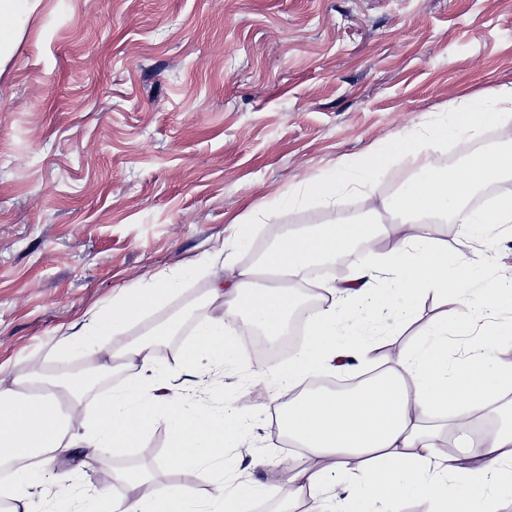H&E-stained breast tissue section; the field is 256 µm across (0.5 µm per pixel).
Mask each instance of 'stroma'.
Listing matches in <instances>:
<instances>
[{"label":"stroma","mask_w":512,"mask_h":512,"mask_svg":"<svg viewBox=\"0 0 512 512\" xmlns=\"http://www.w3.org/2000/svg\"><path fill=\"white\" fill-rule=\"evenodd\" d=\"M0 59V376L56 380L85 360L52 349L63 330L119 289L160 270L179 274L166 303L128 327L168 316H220L202 267L215 249L224 269L249 266L236 245L324 223L303 197L308 181L344 157L448 122L449 101L478 108L512 86V0H41L19 21ZM432 143L431 160L460 164L465 150L512 146V121ZM413 155L378 170L372 189L344 190L355 221L386 219L383 201L416 176ZM297 193L286 203L289 193ZM476 286L512 278V240L483 248ZM447 309L428 299L412 320L359 319L374 351L397 353ZM235 446L195 477L160 465L170 436L157 425L122 457L91 450L52 460L33 512H57L74 486L121 499L115 471L148 472V491L188 485L202 500L251 460L276 472L300 461L277 423L276 382L250 352L201 373L192 400L208 412L236 406Z\"/></svg>","instance_id":"stroma-1"}]
</instances>
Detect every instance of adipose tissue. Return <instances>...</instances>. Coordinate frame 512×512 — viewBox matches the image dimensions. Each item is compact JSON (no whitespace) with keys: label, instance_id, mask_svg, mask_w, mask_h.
Wrapping results in <instances>:
<instances>
[{"label":"adipose tissue","instance_id":"obj_1","mask_svg":"<svg viewBox=\"0 0 512 512\" xmlns=\"http://www.w3.org/2000/svg\"><path fill=\"white\" fill-rule=\"evenodd\" d=\"M450 111L452 124L437 126L430 137H393L380 149L342 160L309 185L308 194L321 203L327 220L288 236L266 255L267 268L287 278L288 287H258L251 268L234 273L231 282L220 277L212 281L209 294L223 301L224 313L199 321L184 347L182 363L191 372L233 358L227 334L232 321L241 319L268 336L280 335L299 307L290 284L304 278L314 261L349 255L355 266L351 285L330 286L328 298L307 319L301 348L287 366L274 372L280 394L289 397L280 409V429L293 447L302 449L305 464L251 480L250 495L267 496L275 484L284 483L321 505L322 512H404L413 500L427 501L429 512H499L500 499L512 496V411L493 406L502 391L512 389V361L500 356L512 323L485 318L488 309L512 307V280L473 289L482 258L449 251L447 240L424 223L428 217H448L466 225L475 238L492 227L512 224L511 195L489 208L472 210L467 205L479 189L512 178V147L477 151L461 165L447 168L426 161L418 176L385 200L393 223L351 222L337 207L348 184L369 183L394 156L425 157L433 140L460 132L476 135L482 122L511 120L512 86L491 90L481 111L463 105ZM384 239L390 242L385 252L355 250L357 242ZM175 284V274L165 273L145 286L123 289L111 304L85 313L77 340H63L66 348L76 341L87 343L101 356L120 353L143 372L123 391L102 398L91 415L63 410L64 400L77 399L80 393L75 384L49 383L33 393L27 375L9 383L0 379V464L15 466L9 487L0 493L15 502L8 512H18L17 502L47 480V470L25 467L28 459L48 462L56 451L80 448L116 456L163 423L170 433L164 466L194 475L237 437L238 409L213 417L203 407L163 393L150 374L148 344L125 336L128 325L166 302ZM427 298L452 301L456 309L433 321L423 338L384 373L349 392L306 388L307 379L370 355L358 337L344 338L340 303L362 315L387 311L409 316L414 305ZM477 323L482 332L468 355L449 363V335L470 333ZM485 409L491 410L496 426L486 438L470 440L469 421ZM445 412L453 414L454 430L466 437L454 457L437 453L440 428L428 422L430 416ZM491 472L498 476L494 494L486 484ZM114 477L131 489V496L117 500L97 494L94 512H198L188 487L148 494L143 490L148 476L140 469L121 470Z\"/></svg>","mask_w":512,"mask_h":512}]
</instances>
